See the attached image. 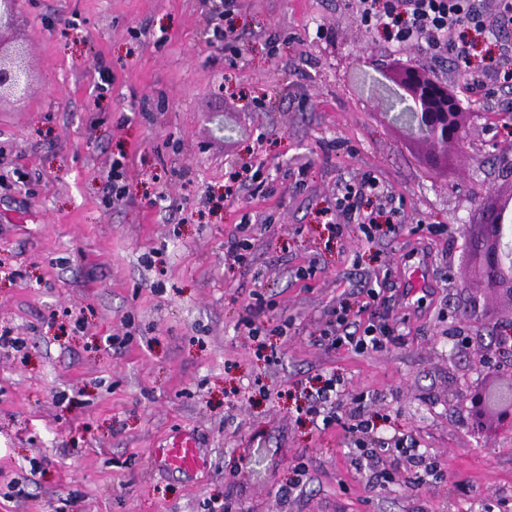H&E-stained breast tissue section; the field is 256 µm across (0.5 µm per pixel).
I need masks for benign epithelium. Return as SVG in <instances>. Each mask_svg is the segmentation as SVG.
Returning a JSON list of instances; mask_svg holds the SVG:
<instances>
[{"label": "benign epithelium", "instance_id": "7a95c632", "mask_svg": "<svg viewBox=\"0 0 512 512\" xmlns=\"http://www.w3.org/2000/svg\"><path fill=\"white\" fill-rule=\"evenodd\" d=\"M18 0H0V29L13 23ZM391 81L394 84L390 108L401 105L395 121L412 134H418L433 147L431 156L438 161L461 148L469 139V127L457 124V113L438 112L431 103L440 98L442 82L423 81L419 68L404 66ZM32 84V75L17 56L0 49V99L23 100ZM512 209V192L500 195L482 210V230L469 240V258L478 281L490 297L505 299L512 307V228L504 211ZM496 372L495 379L479 392L460 389L458 396L470 407L485 408L494 415L493 425L475 423L473 432L484 435L494 429L512 430V336L493 340L479 354Z\"/></svg>", "mask_w": 512, "mask_h": 512}]
</instances>
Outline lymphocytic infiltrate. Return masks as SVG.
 <instances>
[{
    "instance_id": "f902f5d3",
    "label": "lymphocytic infiltrate",
    "mask_w": 512,
    "mask_h": 512,
    "mask_svg": "<svg viewBox=\"0 0 512 512\" xmlns=\"http://www.w3.org/2000/svg\"><path fill=\"white\" fill-rule=\"evenodd\" d=\"M483 0H350L361 23L385 30L392 41L409 49H422L430 55L448 56L455 63L466 64L463 85H451L446 96L456 105L479 102L489 86L512 79V44L496 45L485 65H472L476 50L475 36L486 34L494 22L512 23V0H498L496 20H489ZM373 195L383 200L377 181L365 178L345 184L337 200L347 220L356 222L362 233H369L376 219L364 211L363 199ZM319 336L332 345H347L364 352L383 347L388 335L385 323L369 321L350 328L345 309H334Z\"/></svg>"
}]
</instances>
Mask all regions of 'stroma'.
Masks as SVG:
<instances>
[{"label":"stroma","instance_id":"stroma-1","mask_svg":"<svg viewBox=\"0 0 512 512\" xmlns=\"http://www.w3.org/2000/svg\"><path fill=\"white\" fill-rule=\"evenodd\" d=\"M0 43L34 76L0 101V331L23 342L0 352V512H512V432L476 435L450 402L511 308L459 314L480 292L475 202L512 189V83L434 166L365 84L400 55L462 70L366 30L347 0H242L227 20L214 0H21ZM368 175L400 233L344 223L336 185ZM415 253L429 283L409 294ZM340 305L384 318L386 347L318 340ZM331 376L343 417L326 427L306 408ZM357 406L441 480L401 456L358 474ZM178 433L207 453L195 475L154 459Z\"/></svg>","mask_w":512,"mask_h":512}]
</instances>
